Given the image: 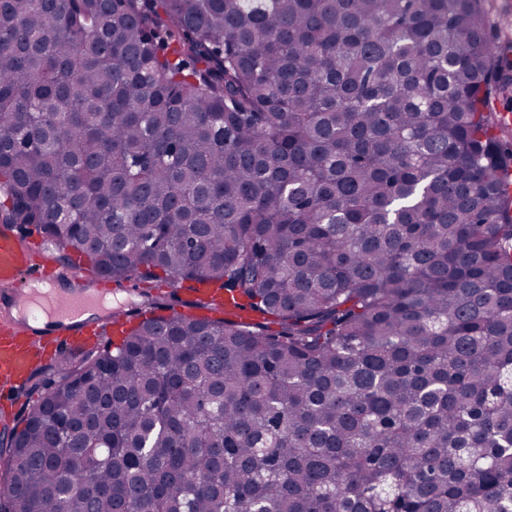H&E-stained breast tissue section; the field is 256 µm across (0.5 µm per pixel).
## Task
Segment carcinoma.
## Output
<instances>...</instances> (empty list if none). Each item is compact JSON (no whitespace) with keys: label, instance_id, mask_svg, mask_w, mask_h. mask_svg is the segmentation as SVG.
<instances>
[{"label":"carcinoma","instance_id":"carcinoma-1","mask_svg":"<svg viewBox=\"0 0 512 512\" xmlns=\"http://www.w3.org/2000/svg\"><path fill=\"white\" fill-rule=\"evenodd\" d=\"M503 62L480 0H0V222L143 287L0 512H512ZM190 285L189 282L184 283V288L182 289L179 298L183 301L191 300L193 298V295L196 296V294L199 295H205L210 300V303L212 304V307L216 311H222L224 309V313L227 316H234L237 313V310L233 306V304L229 300H224L221 295L214 292L212 288H197V291L191 290L188 288ZM188 290L193 294H191Z\"/></svg>","mask_w":512,"mask_h":512}]
</instances>
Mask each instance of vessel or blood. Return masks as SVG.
<instances>
[{
  "label": "vessel or blood",
  "mask_w": 512,
  "mask_h": 512,
  "mask_svg": "<svg viewBox=\"0 0 512 512\" xmlns=\"http://www.w3.org/2000/svg\"><path fill=\"white\" fill-rule=\"evenodd\" d=\"M41 245L21 242L12 227L0 225V396L31 371L41 354L61 345L77 346L94 337L101 324L119 329L127 313L110 312L105 322L82 319L93 300L89 289L73 286V274L50 264H34ZM37 308L50 318L45 328H33L12 315L19 308Z\"/></svg>",
  "instance_id": "1"
}]
</instances>
